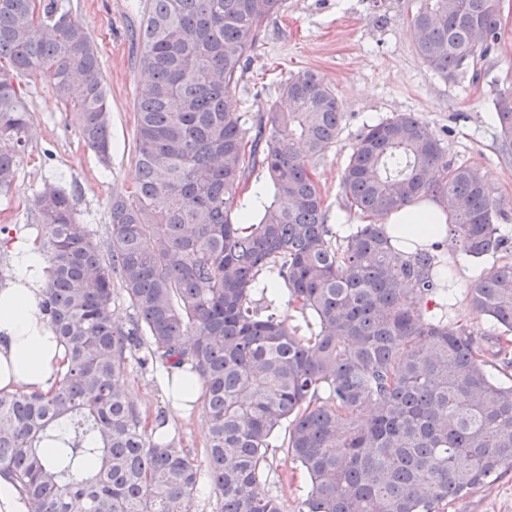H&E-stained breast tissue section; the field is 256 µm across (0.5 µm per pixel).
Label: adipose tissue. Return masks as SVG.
<instances>
[{
	"label": "adipose tissue",
	"mask_w": 512,
	"mask_h": 512,
	"mask_svg": "<svg viewBox=\"0 0 512 512\" xmlns=\"http://www.w3.org/2000/svg\"><path fill=\"white\" fill-rule=\"evenodd\" d=\"M389 233L401 242L434 247L444 239L446 215L432 200L413 203L390 214ZM8 252L13 272L0 281V391H44L63 369L65 348L51 330L40 304L47 278L46 263L33 239L0 244ZM160 383L173 407L190 414L200 403L199 378H183L163 370Z\"/></svg>",
	"instance_id": "ef3b65f1"
}]
</instances>
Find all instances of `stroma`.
<instances>
[{"mask_svg": "<svg viewBox=\"0 0 512 512\" xmlns=\"http://www.w3.org/2000/svg\"><path fill=\"white\" fill-rule=\"evenodd\" d=\"M62 2L88 23L101 59L112 105L110 160L101 163L83 147L71 114L46 80L23 79L20 92L31 123L15 182L0 192V226L12 237L28 235L30 225L39 221L37 194L45 184L55 183L73 191L80 223L103 242L112 196L132 191L137 178L134 100L143 73L136 33L145 0ZM414 5V0H287L250 51L232 91L234 104L249 114L285 109L281 86L290 74L305 69L319 73L336 92L344 112L342 130L315 169L336 236L366 221L345 205L340 188L357 135L365 125L408 112L430 124L446 160L479 169L492 198L505 209L506 231L512 232V150L502 151L492 119L496 92L512 89V0H501L500 43L454 82L434 75L416 56L407 21ZM467 294V288L455 287L445 297L442 309L448 322L466 324L479 339L493 333L491 322L469 306ZM146 356L142 349L129 360L125 382L130 399L147 425H163L172 444L203 460L208 431L202 411L178 415L158 382L160 366L147 362ZM268 458V489L287 495L288 507H295L308 487L304 473L287 456L282 440H275ZM448 512H512V471L493 480L491 489L480 488L449 503Z\"/></svg>", "mask_w": 512, "mask_h": 512, "instance_id": "obj_1", "label": "stroma"}]
</instances>
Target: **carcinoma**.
<instances>
[{"label": "carcinoma", "mask_w": 512, "mask_h": 512, "mask_svg": "<svg viewBox=\"0 0 512 512\" xmlns=\"http://www.w3.org/2000/svg\"><path fill=\"white\" fill-rule=\"evenodd\" d=\"M415 53L448 80L501 39L500 0H418ZM286 0H146L135 99L138 181L112 197L107 242L78 222L73 193L35 199L48 278L42 310L66 348L46 392H0V474L28 512H192L202 478L217 512H286L262 487L280 432L310 481L297 512H447L512 470V263L483 270L469 305L498 333L479 344L459 322L425 318L447 295L438 255L394 247L385 219L433 196L451 242L474 258L512 251L477 168L444 161L429 123L402 113L366 126L341 176L345 204L366 214L343 239L325 224L315 162L336 144L344 112L315 72L288 78V111H237L232 87L263 25ZM86 22L59 0H0V191L16 177L30 113L20 81L42 77L101 161L111 104ZM512 145V91L494 98ZM269 198L244 196L256 168ZM275 271L313 317L297 334L253 298ZM135 311L113 320L112 275ZM200 377L204 463L149 437L129 398L128 359ZM54 449L49 463L43 448Z\"/></svg>", "instance_id": "cac0c4a2"}]
</instances>
